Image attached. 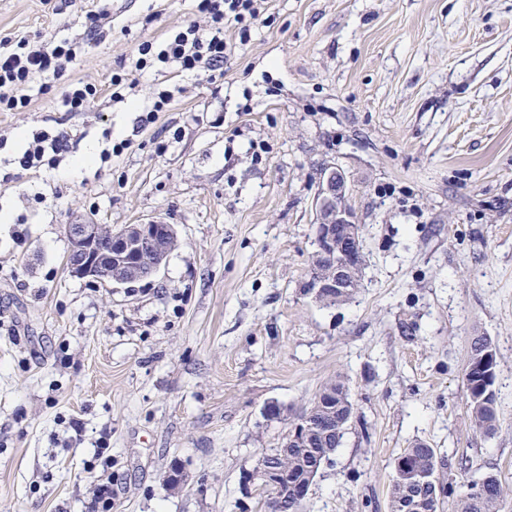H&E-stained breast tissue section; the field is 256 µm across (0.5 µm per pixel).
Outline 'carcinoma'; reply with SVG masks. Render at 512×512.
Returning <instances> with one entry per match:
<instances>
[{
    "instance_id": "1",
    "label": "carcinoma",
    "mask_w": 512,
    "mask_h": 512,
    "mask_svg": "<svg viewBox=\"0 0 512 512\" xmlns=\"http://www.w3.org/2000/svg\"><path fill=\"white\" fill-rule=\"evenodd\" d=\"M496 353L491 340L484 336L474 338L471 346L468 367L465 373V386L468 394L467 410L473 427L484 435H492L496 430L498 395L494 383L482 378V372L475 369L487 353ZM352 401L344 402L335 397L323 398L316 410L310 411L309 435L301 442L290 437L283 438L282 446L288 448V459L282 464L288 466L289 475L296 480H304L308 469L317 464L328 448H339L347 430L348 417L354 415ZM408 451L411 454V469H399L395 474L390 492V512H402L407 494H412L411 510L419 512L415 503L426 500L433 512H438L446 495L454 492L453 484L445 482L444 470L448 461L437 456L435 449L424 442H416ZM480 482L484 493L471 491V485L462 486L459 494L460 512H501L504 500L512 495V489L505 487L497 475L484 474Z\"/></svg>"
}]
</instances>
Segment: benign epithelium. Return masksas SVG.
Here are the masks:
<instances>
[{
	"label": "benign epithelium",
	"instance_id": "obj_1",
	"mask_svg": "<svg viewBox=\"0 0 512 512\" xmlns=\"http://www.w3.org/2000/svg\"><path fill=\"white\" fill-rule=\"evenodd\" d=\"M316 249L333 259L330 269L310 273L305 288L316 297L328 298L337 292L358 287L352 277L353 264L365 259L358 224L347 201V184L341 170L328 167L320 173L316 199ZM70 243L68 268L77 278H93L104 283L127 284L154 275L162 266L166 242L176 239L172 225L157 220L129 224L118 232L89 217H79L65 225ZM273 491L270 509L288 507L275 504V493L288 484V470L263 462L252 476Z\"/></svg>",
	"mask_w": 512,
	"mask_h": 512
}]
</instances>
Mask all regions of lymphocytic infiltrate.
Segmentation results:
<instances>
[{
	"instance_id": "lymphocytic-infiltrate-1",
	"label": "lymphocytic infiltrate",
	"mask_w": 512,
	"mask_h": 512,
	"mask_svg": "<svg viewBox=\"0 0 512 512\" xmlns=\"http://www.w3.org/2000/svg\"><path fill=\"white\" fill-rule=\"evenodd\" d=\"M266 6L267 0H197L196 9L204 17V24L192 22L162 42L147 40L139 44L127 70L111 79L112 101L121 103L134 97L139 75L148 70L161 72L173 66L181 73L213 77L232 50L224 39L225 25L238 26L240 39H248L251 23L259 20ZM76 57V44L52 36L34 42L24 37L14 42L0 41V112L27 108L30 99L25 89L36 81L46 93L53 83L64 82L63 103L68 111H87L99 90L91 83L66 82V73ZM68 142L69 136L64 132H33L13 162L24 170L58 168Z\"/></svg>"
}]
</instances>
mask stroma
<instances>
[{"label":"stroma","instance_id":"obj_1","mask_svg":"<svg viewBox=\"0 0 512 512\" xmlns=\"http://www.w3.org/2000/svg\"><path fill=\"white\" fill-rule=\"evenodd\" d=\"M92 15L103 37L68 77L101 89L94 108L34 84L0 112V512H88L106 471L112 512H266L245 480L289 423L265 406L297 414L336 376L356 415L303 512H389L416 442L456 484L512 485V0H270L246 44L225 28L221 75L149 71L127 104L111 76L194 0H0V40L82 41ZM169 78L182 96L141 126ZM39 129L70 137L59 170L11 163ZM327 166L366 256L337 306L304 291ZM79 215L162 220L177 244L151 278H76ZM476 336L498 353L490 437L466 408Z\"/></svg>","mask_w":512,"mask_h":512}]
</instances>
